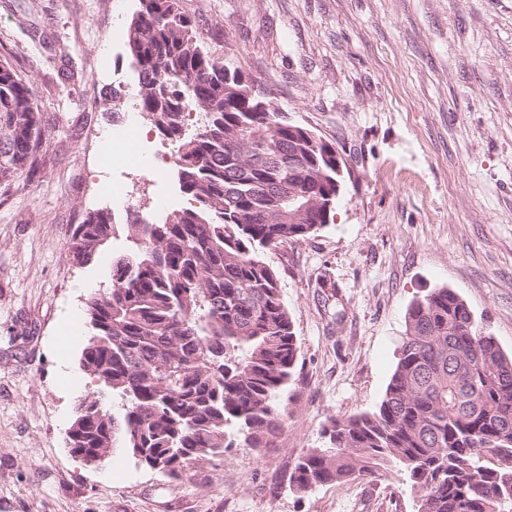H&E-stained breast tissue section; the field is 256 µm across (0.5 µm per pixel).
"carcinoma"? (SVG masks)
I'll use <instances>...</instances> for the list:
<instances>
[{"instance_id": "cac0c4a2", "label": "carcinoma", "mask_w": 512, "mask_h": 512, "mask_svg": "<svg viewBox=\"0 0 512 512\" xmlns=\"http://www.w3.org/2000/svg\"><path fill=\"white\" fill-rule=\"evenodd\" d=\"M137 2L126 50L139 108L175 145L187 205L129 211L123 224L102 207L76 226L68 256L79 266L121 230L133 247L86 299L80 365L97 391L76 404L68 440L87 463L119 442L176 481L228 448L271 447L288 420L279 394L299 344L264 252L318 233L331 214L319 203L337 200L343 175L333 144L211 54L183 0ZM41 137L32 85L0 61V184L34 166ZM327 434L293 464L289 487L376 481L395 462L417 512H512V355L455 290L431 289L408 310L379 407L331 420Z\"/></svg>"}]
</instances>
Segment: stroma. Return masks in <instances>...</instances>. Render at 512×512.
I'll return each mask as SVG.
<instances>
[{"instance_id":"stroma-1","label":"stroma","mask_w":512,"mask_h":512,"mask_svg":"<svg viewBox=\"0 0 512 512\" xmlns=\"http://www.w3.org/2000/svg\"><path fill=\"white\" fill-rule=\"evenodd\" d=\"M210 52L258 81L288 121L346 161L328 224L266 252L300 346L276 447L232 448L177 482L123 450L89 465L68 444L82 370L71 319L105 289L67 256L94 208L124 221L127 183L152 212L183 206L171 147L131 101L135 0H0V60L34 88L38 169L0 185V512H415L405 475L288 488L332 419L375 409L410 304L456 290L512 352V0H183Z\"/></svg>"}]
</instances>
